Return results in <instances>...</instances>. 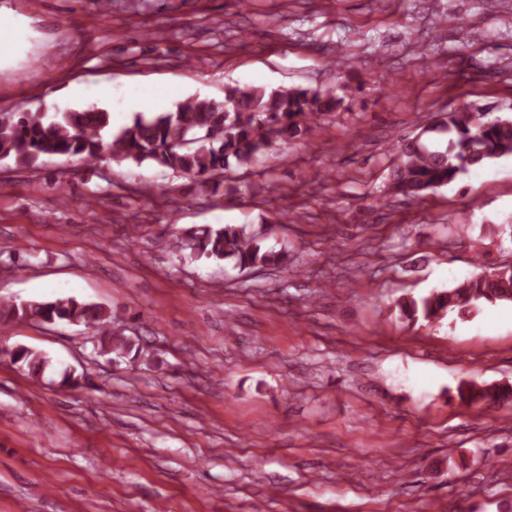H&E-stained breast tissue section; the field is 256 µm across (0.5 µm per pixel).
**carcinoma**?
<instances>
[{
    "instance_id": "1",
    "label": "carcinoma",
    "mask_w": 512,
    "mask_h": 512,
    "mask_svg": "<svg viewBox=\"0 0 512 512\" xmlns=\"http://www.w3.org/2000/svg\"><path fill=\"white\" fill-rule=\"evenodd\" d=\"M119 1L136 12L156 10L163 0H99L108 10ZM343 99L330 91L288 87L227 85L224 100L191 97L168 112L150 118L138 116L118 132L112 129V113L106 109L57 112L53 120L44 112H0V160L36 169L46 157L76 158L95 165L104 154L116 162L145 161L187 177L213 196L231 195L234 187L224 184V170L236 165L250 167L274 144L308 132L316 121L336 111ZM396 163L389 175L393 193L407 200H419L426 192L448 185L474 166L512 155V119H485V114L467 104L444 114L424 127L415 137L395 145ZM190 250L194 259H232L240 268L277 264L282 255L262 249L246 229L194 228L176 239L174 251ZM477 301L512 302V269L492 277H475L457 287L435 292L417 301L400 305L409 318H441L449 311L466 314ZM65 321L85 324L100 331L101 348L116 358H124L133 343L112 335V317L95 305L74 298L29 301L17 304L0 300V326L15 321ZM11 359L35 377L49 360L27 347H16ZM460 400L487 408L512 403V388H490L463 384Z\"/></svg>"
}]
</instances>
